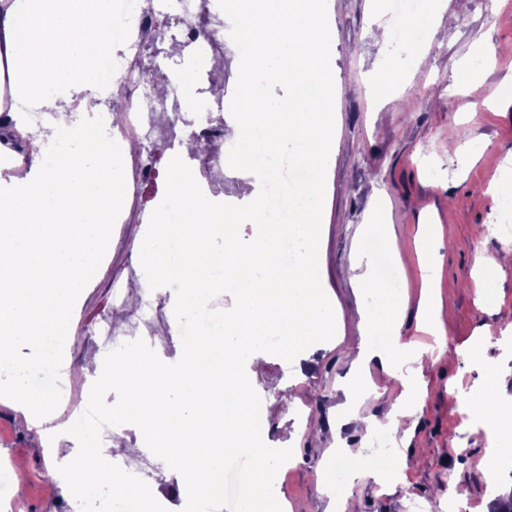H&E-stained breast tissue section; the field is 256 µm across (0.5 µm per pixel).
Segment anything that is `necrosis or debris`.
Listing matches in <instances>:
<instances>
[{
	"label": "necrosis or debris",
	"instance_id": "1",
	"mask_svg": "<svg viewBox=\"0 0 512 512\" xmlns=\"http://www.w3.org/2000/svg\"><path fill=\"white\" fill-rule=\"evenodd\" d=\"M162 15L177 20L170 32L158 28V18ZM112 29L120 43L117 54L98 57L88 76L93 84L113 88L119 93L123 119L115 125L108 115L100 114L96 117L97 124L114 125L115 146L131 143L148 152L160 132L184 125L187 112L199 111L192 135L201 148L194 156V167L201 183L213 195H222L224 150L229 138L224 126V102L212 94L216 85L215 71L195 69L198 99L191 103L177 95H159L154 77L134 74L124 65L126 59L148 52L156 67L165 69L169 59L166 45L170 42L188 48L197 57L234 51V43L224 36V14L218 0H157L156 8L150 10L143 7L142 0H113ZM40 347L42 366L37 370V378H26L25 389L40 391L55 403L46 437V450L51 453L61 447L74 446L75 440L67 429L82 414L85 405L61 378L58 364L63 350L57 336H44Z\"/></svg>",
	"mask_w": 512,
	"mask_h": 512
}]
</instances>
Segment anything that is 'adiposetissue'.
Returning <instances> with one entry per match:
<instances>
[{
	"mask_svg": "<svg viewBox=\"0 0 512 512\" xmlns=\"http://www.w3.org/2000/svg\"><path fill=\"white\" fill-rule=\"evenodd\" d=\"M111 0H0V33L19 78L18 100L35 102L52 113V124L71 135L64 159L51 170L33 161L0 179V374L22 385L24 369L10 360L12 341L39 343L48 334L70 339V317L90 264L112 222V204L124 192L122 161L111 140L82 124L81 114L96 112L108 92L89 85L94 57L113 48ZM76 98L78 106L61 107ZM431 224L420 227L422 278L417 297L393 292L360 256L355 277L373 301L359 311L356 365L379 363L386 379L399 380L388 425L410 434L413 417L425 399L422 372L435 358L427 339L436 335L440 304L431 292L439 265ZM416 303L421 342L402 341L399 324L409 303ZM381 344H372V337Z\"/></svg>",
	"mask_w": 512,
	"mask_h": 512,
	"instance_id": "obj_1",
	"label": "adipose tissue"
}]
</instances>
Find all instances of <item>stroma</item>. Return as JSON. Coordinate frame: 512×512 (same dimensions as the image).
Masks as SVG:
<instances>
[{
	"instance_id": "stroma-1",
	"label": "stroma",
	"mask_w": 512,
	"mask_h": 512,
	"mask_svg": "<svg viewBox=\"0 0 512 512\" xmlns=\"http://www.w3.org/2000/svg\"><path fill=\"white\" fill-rule=\"evenodd\" d=\"M327 12L338 142L326 173L319 275L336 302L343 332L315 350L302 372L274 355L257 369L260 418L269 439L273 447L293 451L274 491L294 512H326L335 499L336 451L345 448L358 474L344 499L354 512H410L418 500L428 512H448L449 492L458 484L467 485L475 507L491 487L512 484V439L473 431L466 413L467 396L482 389L494 404L512 403V348L500 339L501 329L512 323V263L492 274L485 291H477L473 279L476 256L512 250V238L490 230L504 223L500 203L512 198V188L488 191L512 157V4L497 10L489 0H447L451 25L423 46L410 38L388 43L395 19L386 9L373 12L370 0H327ZM483 42L496 46V64L481 54ZM377 78L383 90L374 95L369 88ZM452 128L468 136L475 157L464 173L448 160ZM376 198L388 206L402 247L401 284L410 293H418L422 276L419 226L436 224L442 255L436 291L445 312L443 352L422 374L424 405L409 437L392 438L407 461V477L385 486L356 462L366 431L340 413L361 374L353 363L352 322L368 300L353 276L358 254L378 229L367 214ZM123 205L128 221L111 225L103 258L71 319L70 381L80 389L101 369L92 352L93 328L112 305L114 282L141 291L159 311L167 309L166 296L140 287L131 227L142 215L133 196ZM12 398L9 383L0 384V462L25 473L8 492L9 512H80L56 459L13 409ZM494 446L505 453L490 469L485 459Z\"/></svg>"
}]
</instances>
